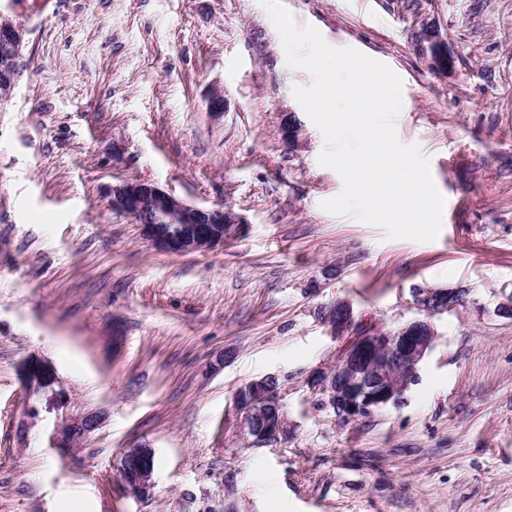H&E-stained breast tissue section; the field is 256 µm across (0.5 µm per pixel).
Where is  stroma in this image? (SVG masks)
<instances>
[{
    "instance_id": "stroma-1",
    "label": "stroma",
    "mask_w": 512,
    "mask_h": 512,
    "mask_svg": "<svg viewBox=\"0 0 512 512\" xmlns=\"http://www.w3.org/2000/svg\"><path fill=\"white\" fill-rule=\"evenodd\" d=\"M282 2L401 78L397 136L430 158L438 237L321 209L343 183L260 0H49L0 108V512H512V0ZM428 22L453 73L414 47ZM136 177L240 221L162 251L110 203ZM418 286L462 293L431 318L419 384L339 420L308 384L346 344L325 310L393 329L422 318ZM266 374L288 437L252 447L235 396ZM133 448L154 453L143 499L119 479Z\"/></svg>"
}]
</instances>
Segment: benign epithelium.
I'll list each match as a JSON object with an SVG mask.
<instances>
[{"label":"benign epithelium","instance_id":"7a95c632","mask_svg":"<svg viewBox=\"0 0 512 512\" xmlns=\"http://www.w3.org/2000/svg\"><path fill=\"white\" fill-rule=\"evenodd\" d=\"M31 30L21 21L0 26V43L29 42ZM415 46L429 66L440 73L454 69L445 52L446 40L435 25H425L415 34ZM27 63L10 61L0 67V86L13 96ZM112 209L140 225L142 236L171 253H183L224 243V225L239 224L240 218L222 207L190 205L148 179L127 180L111 189ZM415 304L427 319L414 320L393 330L365 325L354 319L350 305L334 304L325 323L330 333H353L339 363L331 371L312 373L308 385L324 395L322 404L337 412L341 420L368 417L378 410L404 403L419 381V365L434 347L437 332L429 317L457 305L461 292L447 288H414ZM277 376L267 375L241 389L238 407L240 428L247 442L256 447L279 443L288 436V421L282 413ZM149 448L138 450L125 481L138 497L149 494L153 468Z\"/></svg>","mask_w":512,"mask_h":512}]
</instances>
